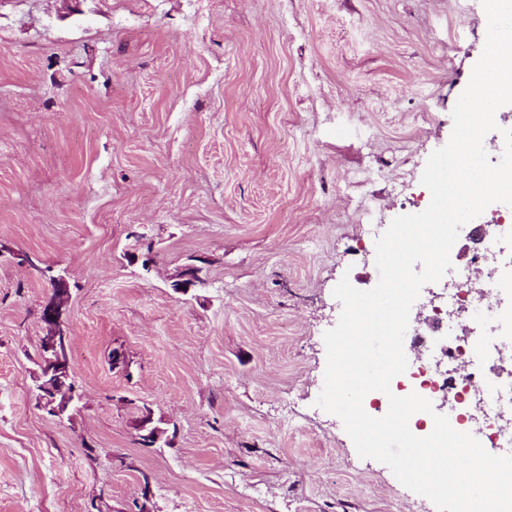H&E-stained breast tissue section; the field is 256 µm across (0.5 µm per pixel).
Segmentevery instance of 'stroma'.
Listing matches in <instances>:
<instances>
[{"instance_id": "1", "label": "stroma", "mask_w": 512, "mask_h": 512, "mask_svg": "<svg viewBox=\"0 0 512 512\" xmlns=\"http://www.w3.org/2000/svg\"><path fill=\"white\" fill-rule=\"evenodd\" d=\"M487 26L481 0H0V512H135L146 478L157 512H437L316 400L333 290L429 205ZM26 255L71 288L63 421L30 392ZM145 405L170 444H137ZM202 267L194 264L187 265L176 275L177 279L172 285L174 290L180 293H187L191 287L204 285L201 277Z\"/></svg>"}]
</instances>
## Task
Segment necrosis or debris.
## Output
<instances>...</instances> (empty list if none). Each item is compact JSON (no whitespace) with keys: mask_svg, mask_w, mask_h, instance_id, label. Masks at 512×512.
I'll list each match as a JSON object with an SVG mask.
<instances>
[{"mask_svg":"<svg viewBox=\"0 0 512 512\" xmlns=\"http://www.w3.org/2000/svg\"><path fill=\"white\" fill-rule=\"evenodd\" d=\"M448 279L445 336L432 343L439 358L414 364L409 374L412 390L428 399L451 398L450 423L456 429L471 396L480 395L490 429L488 448H512V428L501 423L512 415V373L497 369L503 354L512 349V308L499 303L500 295L512 294V208L492 214L479 247L449 268ZM460 311L473 314L477 323L465 336L459 333ZM486 322L492 323V331H483Z\"/></svg>","mask_w":512,"mask_h":512,"instance_id":"obj_1","label":"necrosis or debris"}]
</instances>
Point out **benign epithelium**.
I'll return each mask as SVG.
<instances>
[{
	"instance_id": "1",
	"label": "benign epithelium",
	"mask_w": 512,
	"mask_h": 512,
	"mask_svg": "<svg viewBox=\"0 0 512 512\" xmlns=\"http://www.w3.org/2000/svg\"><path fill=\"white\" fill-rule=\"evenodd\" d=\"M201 272L202 268L194 264L185 266L177 274L174 290L186 293L192 287L205 284ZM42 274L50 284V296L40 315L43 334L39 344V372L32 394L39 408L62 421L82 399L71 372L70 336L66 325L70 288L67 279L51 274V269L42 270ZM135 430L147 447L159 443L167 433L153 425V411L148 406L141 410Z\"/></svg>"
}]
</instances>
